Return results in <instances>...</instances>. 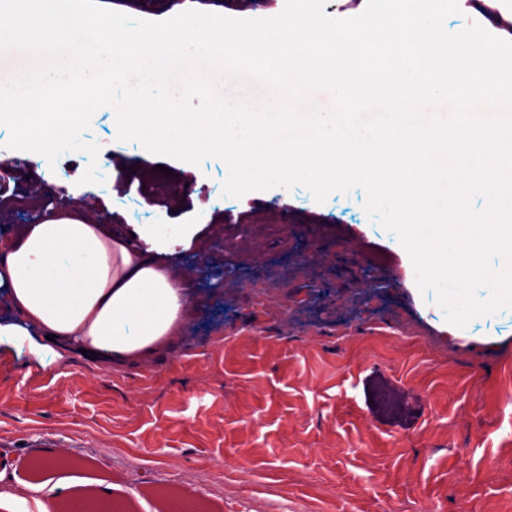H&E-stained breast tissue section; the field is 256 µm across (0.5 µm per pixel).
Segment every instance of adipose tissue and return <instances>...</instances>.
Returning <instances> with one entry per match:
<instances>
[{"label": "adipose tissue", "instance_id": "adipose-tissue-1", "mask_svg": "<svg viewBox=\"0 0 512 512\" xmlns=\"http://www.w3.org/2000/svg\"><path fill=\"white\" fill-rule=\"evenodd\" d=\"M149 251L81 211H52L22 226L0 250V288L25 329L110 364L165 352L184 326L188 290L157 262L184 237L175 224H140Z\"/></svg>", "mask_w": 512, "mask_h": 512}]
</instances>
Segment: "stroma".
I'll list each match as a JSON object with an SVG mask.
<instances>
[{
	"label": "stroma",
	"mask_w": 512,
	"mask_h": 512,
	"mask_svg": "<svg viewBox=\"0 0 512 512\" xmlns=\"http://www.w3.org/2000/svg\"><path fill=\"white\" fill-rule=\"evenodd\" d=\"M116 180L57 159L54 205L101 196L98 220L191 224L177 244L195 303L171 347L110 366L12 331L0 295V487L64 500L109 492L126 512L166 493L204 512H512V309L458 327L421 292L395 233L356 186L225 196L222 159L195 165L126 142ZM207 178H199V169ZM294 206L284 217L282 203ZM224 285L204 284V265ZM67 462L46 471L45 444Z\"/></svg>",
	"instance_id": "1"
}]
</instances>
